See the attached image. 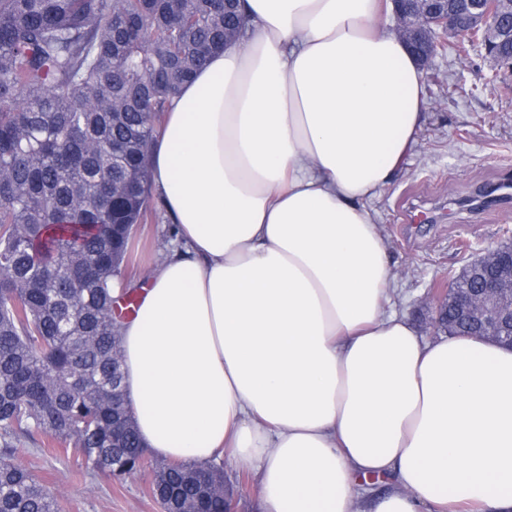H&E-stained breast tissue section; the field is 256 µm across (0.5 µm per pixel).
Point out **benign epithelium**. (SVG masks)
<instances>
[{"mask_svg": "<svg viewBox=\"0 0 512 512\" xmlns=\"http://www.w3.org/2000/svg\"><path fill=\"white\" fill-rule=\"evenodd\" d=\"M395 33L429 68L448 39L482 33L491 60L512 66V0H392ZM435 328L453 315L478 335L512 348V242L485 249L438 290Z\"/></svg>", "mask_w": 512, "mask_h": 512, "instance_id": "7a95c632", "label": "benign epithelium"}]
</instances>
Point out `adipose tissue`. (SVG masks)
Segmentation results:
<instances>
[{"mask_svg": "<svg viewBox=\"0 0 512 512\" xmlns=\"http://www.w3.org/2000/svg\"><path fill=\"white\" fill-rule=\"evenodd\" d=\"M164 113L177 226L121 326L139 436L254 470L261 512H512V350L392 311L364 200L411 153L424 74L389 0H241ZM390 483L364 500L358 476Z\"/></svg>", "mask_w": 512, "mask_h": 512, "instance_id": "ef3b65f1", "label": "adipose tissue"}]
</instances>
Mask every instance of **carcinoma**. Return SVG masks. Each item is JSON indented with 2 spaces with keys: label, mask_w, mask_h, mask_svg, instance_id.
I'll use <instances>...</instances> for the list:
<instances>
[{
  "label": "carcinoma",
  "mask_w": 512,
  "mask_h": 512,
  "mask_svg": "<svg viewBox=\"0 0 512 512\" xmlns=\"http://www.w3.org/2000/svg\"><path fill=\"white\" fill-rule=\"evenodd\" d=\"M240 18L238 0H0V512H59L23 439L118 480L141 465L135 427L112 446V373L150 149ZM156 466L169 512H224L222 465Z\"/></svg>",
  "instance_id": "carcinoma-1"
}]
</instances>
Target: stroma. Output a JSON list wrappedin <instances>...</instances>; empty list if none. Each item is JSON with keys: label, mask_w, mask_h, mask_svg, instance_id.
Wrapping results in <instances>:
<instances>
[{"label": "stroma", "mask_w": 512, "mask_h": 512, "mask_svg": "<svg viewBox=\"0 0 512 512\" xmlns=\"http://www.w3.org/2000/svg\"><path fill=\"white\" fill-rule=\"evenodd\" d=\"M427 115L412 153L367 205L384 230L394 273V309L406 314L424 338L433 326L434 289L488 247L512 239V204L463 209L457 199L503 180L512 169V71L479 50L468 57L440 52L425 75ZM153 220L140 225L135 260L148 267L174 233L158 195ZM435 210V224H407L406 210ZM16 459L59 501L61 512H160L148 491L150 474L118 480L87 472L72 454L18 443ZM235 512H258L255 475L222 458Z\"/></svg>", "instance_id": "35a3bbf8"}]
</instances>
